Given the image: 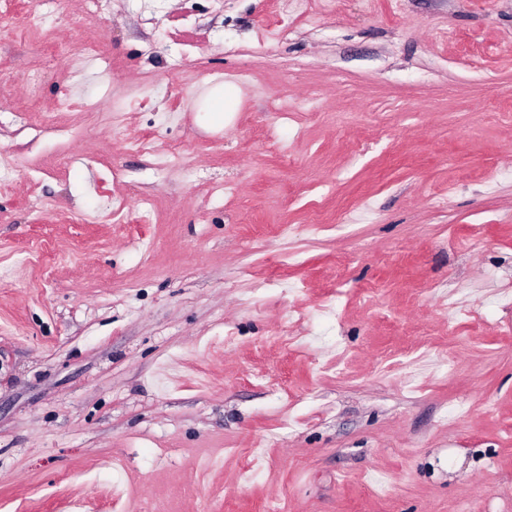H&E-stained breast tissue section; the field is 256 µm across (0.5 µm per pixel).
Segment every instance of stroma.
I'll return each instance as SVG.
<instances>
[{
    "label": "stroma",
    "instance_id": "35a3bbf8",
    "mask_svg": "<svg viewBox=\"0 0 512 512\" xmlns=\"http://www.w3.org/2000/svg\"><path fill=\"white\" fill-rule=\"evenodd\" d=\"M280 9L0 0V512H512V0ZM236 97L237 89L233 84L221 83L207 87L201 100L202 109L206 112L204 122L207 129H221L231 120Z\"/></svg>",
    "mask_w": 512,
    "mask_h": 512
}]
</instances>
